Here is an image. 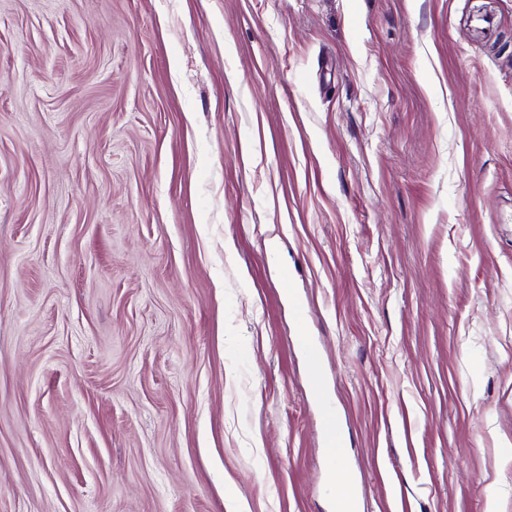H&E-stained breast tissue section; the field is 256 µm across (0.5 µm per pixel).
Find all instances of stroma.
<instances>
[{"mask_svg":"<svg viewBox=\"0 0 512 512\" xmlns=\"http://www.w3.org/2000/svg\"><path fill=\"white\" fill-rule=\"evenodd\" d=\"M329 406L512 512V0H0V512H336Z\"/></svg>","mask_w":512,"mask_h":512,"instance_id":"obj_1","label":"stroma"}]
</instances>
